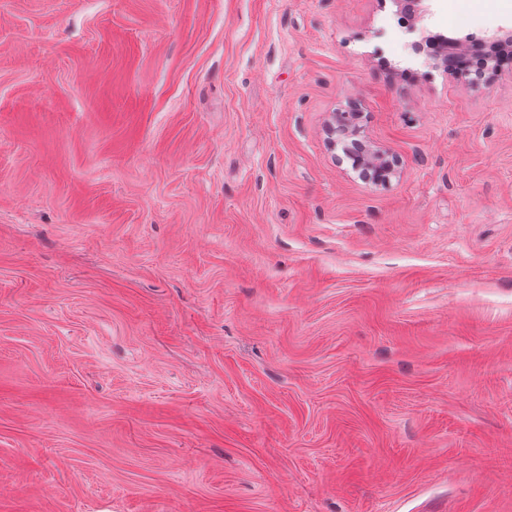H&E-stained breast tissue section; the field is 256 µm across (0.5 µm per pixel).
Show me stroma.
Here are the masks:
<instances>
[{
  "mask_svg": "<svg viewBox=\"0 0 512 512\" xmlns=\"http://www.w3.org/2000/svg\"><path fill=\"white\" fill-rule=\"evenodd\" d=\"M397 9L0 0V512H512V60ZM337 116L336 113L332 115L331 122L329 123L330 134L333 135L336 134V132H339L343 135H346L350 139H353V144L358 148V150H352V152L358 154L364 164L374 169L377 176L378 173H390L391 164L388 160H384L383 155L379 153H373L370 150L366 144L365 137L362 134L361 126L347 124L343 120V117L339 119L338 123ZM336 122L338 124L337 127Z\"/></svg>",
  "mask_w": 512,
  "mask_h": 512,
  "instance_id": "35a3bbf8",
  "label": "stroma"
}]
</instances>
